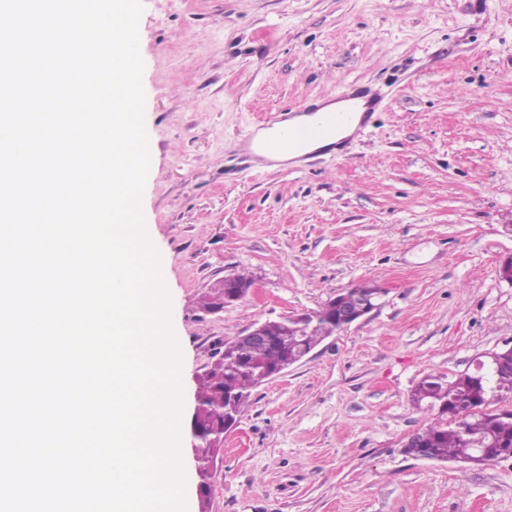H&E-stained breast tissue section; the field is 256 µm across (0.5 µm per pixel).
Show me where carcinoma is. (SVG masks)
<instances>
[{"label": "carcinoma", "mask_w": 512, "mask_h": 512, "mask_svg": "<svg viewBox=\"0 0 512 512\" xmlns=\"http://www.w3.org/2000/svg\"><path fill=\"white\" fill-rule=\"evenodd\" d=\"M233 293L234 289L220 279L202 296V305L209 311L222 309L224 299ZM341 328V319L324 306L301 332H287L272 321L264 343L225 340L198 376L202 424L214 433H223L224 418L235 419L268 374L302 357ZM508 393L512 394V352L500 356L487 380L475 372L463 373L451 382L426 376L415 389L414 398L438 408V418L419 432L423 446L409 444L404 453L431 461L453 459L476 465L512 458V409H489L495 399Z\"/></svg>", "instance_id": "cac0c4a2"}]
</instances>
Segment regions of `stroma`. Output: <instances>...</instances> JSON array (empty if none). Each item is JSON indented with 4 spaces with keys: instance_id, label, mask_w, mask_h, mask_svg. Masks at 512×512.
Wrapping results in <instances>:
<instances>
[{
    "instance_id": "35a3bbf8",
    "label": "stroma",
    "mask_w": 512,
    "mask_h": 512,
    "mask_svg": "<svg viewBox=\"0 0 512 512\" xmlns=\"http://www.w3.org/2000/svg\"><path fill=\"white\" fill-rule=\"evenodd\" d=\"M141 198L183 341L182 429L197 377L252 324L378 288L374 309L256 388L187 512H512V458L405 454L437 413L412 399L512 348V0H141ZM388 104L343 150L257 160L264 121L345 86ZM255 287L201 307L218 279Z\"/></svg>"
}]
</instances>
